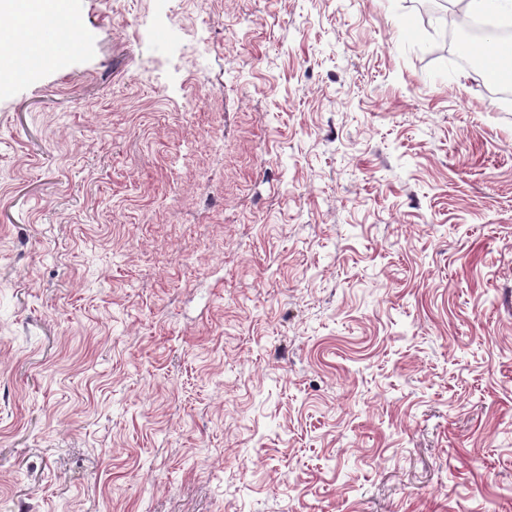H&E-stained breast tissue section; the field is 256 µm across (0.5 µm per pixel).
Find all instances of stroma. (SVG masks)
Here are the masks:
<instances>
[{"mask_svg": "<svg viewBox=\"0 0 512 512\" xmlns=\"http://www.w3.org/2000/svg\"><path fill=\"white\" fill-rule=\"evenodd\" d=\"M451 0H67L0 88V512H512V95Z\"/></svg>", "mask_w": 512, "mask_h": 512, "instance_id": "obj_1", "label": "stroma"}]
</instances>
